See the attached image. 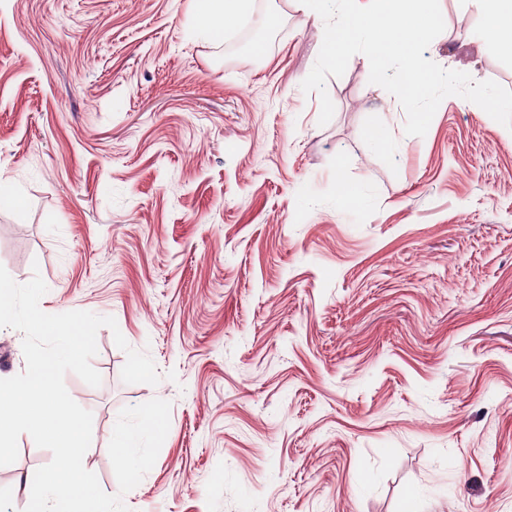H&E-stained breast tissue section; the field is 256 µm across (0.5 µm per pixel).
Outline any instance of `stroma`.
<instances>
[{
  "mask_svg": "<svg viewBox=\"0 0 512 512\" xmlns=\"http://www.w3.org/2000/svg\"><path fill=\"white\" fill-rule=\"evenodd\" d=\"M424 58L512 90V32L471 39L439 0ZM215 43L192 0H0V265L49 314L114 317L84 467L129 512H512V131L459 96L404 132L366 56L304 93L324 34L251 0ZM389 138L378 145L371 128ZM362 198L347 208L340 186ZM130 347L157 385L121 379ZM170 402L152 469L120 493L122 408ZM0 512L49 450L20 437Z\"/></svg>",
  "mask_w": 512,
  "mask_h": 512,
  "instance_id": "stroma-1",
  "label": "stroma"
}]
</instances>
